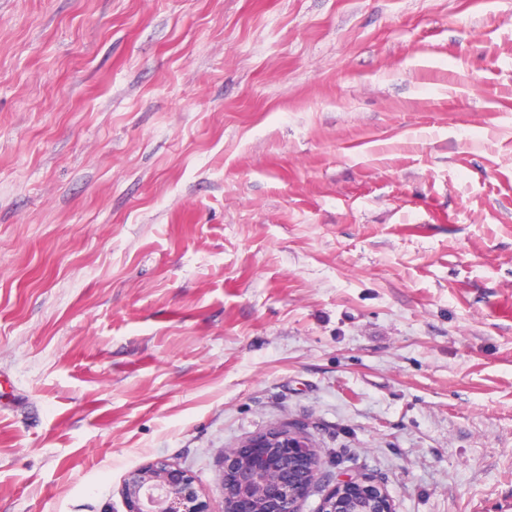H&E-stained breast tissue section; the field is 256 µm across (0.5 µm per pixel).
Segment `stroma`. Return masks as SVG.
Wrapping results in <instances>:
<instances>
[{"label": "stroma", "instance_id": "1", "mask_svg": "<svg viewBox=\"0 0 512 512\" xmlns=\"http://www.w3.org/2000/svg\"><path fill=\"white\" fill-rule=\"evenodd\" d=\"M278 421L512 512V0H0V512Z\"/></svg>", "mask_w": 512, "mask_h": 512}]
</instances>
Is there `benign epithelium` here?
Returning <instances> with one entry per match:
<instances>
[{
  "mask_svg": "<svg viewBox=\"0 0 512 512\" xmlns=\"http://www.w3.org/2000/svg\"><path fill=\"white\" fill-rule=\"evenodd\" d=\"M319 475L308 435L275 423L224 453V512H301ZM122 496L127 512H210L192 477L164 460L130 471ZM318 512H393V505L367 478L351 476L336 481Z\"/></svg>",
  "mask_w": 512,
  "mask_h": 512,
  "instance_id": "7a95c632",
  "label": "benign epithelium"
}]
</instances>
